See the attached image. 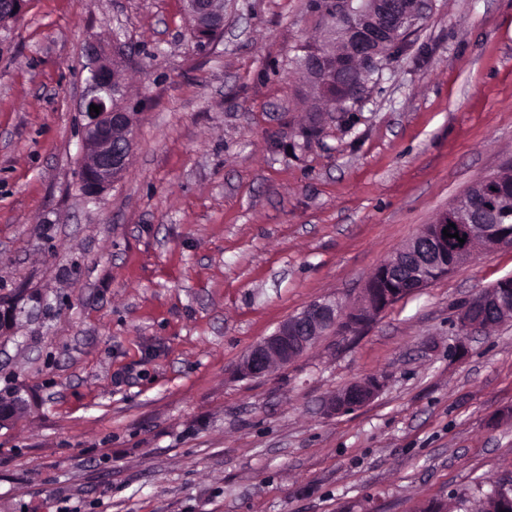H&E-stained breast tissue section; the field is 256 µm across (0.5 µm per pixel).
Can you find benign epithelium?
<instances>
[{"label": "benign epithelium", "mask_w": 512, "mask_h": 512, "mask_svg": "<svg viewBox=\"0 0 512 512\" xmlns=\"http://www.w3.org/2000/svg\"><path fill=\"white\" fill-rule=\"evenodd\" d=\"M185 12L194 22L192 38L198 46L215 45L208 39L200 21L224 25V0H183ZM24 6V0H7L0 5V29H6ZM312 10L322 19L326 40L309 51L303 81L327 99L329 90L347 102L359 98L371 75L380 66L382 49L409 34L410 26L420 20L428 0H312ZM87 52L95 58L91 71V95L83 98L80 111L88 118L81 132V164L78 177L82 192L97 197L112 187L129 165L133 147L131 113L117 104V83L126 58L112 49L91 44ZM100 113L89 111L90 105ZM470 221L453 227L448 213L434 224H424L418 233L394 256L381 263L382 274L389 280H401L404 289L382 292L374 279L366 281L357 301L342 307L335 300L323 299L308 305L301 313L279 324L275 332L257 342L239 363L243 377L259 378L271 366H285L303 356L317 340L336 332L344 315L370 322L408 292L419 291L453 269L473 260L475 243L491 253L512 247V229L488 221L493 207L484 193L471 194L460 203ZM448 233L466 236L465 243L447 238ZM494 312L499 321L512 319V277L507 276L457 307L456 326L466 339L487 333L491 323L485 320ZM384 387V381L369 378L355 381L334 393L326 402L330 414H343L371 402ZM487 499L495 504L494 512H512V486L496 487Z\"/></svg>", "instance_id": "obj_1"}]
</instances>
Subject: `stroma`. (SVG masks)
<instances>
[{"instance_id": "stroma-1", "label": "stroma", "mask_w": 512, "mask_h": 512, "mask_svg": "<svg viewBox=\"0 0 512 512\" xmlns=\"http://www.w3.org/2000/svg\"><path fill=\"white\" fill-rule=\"evenodd\" d=\"M319 38L309 0H224L203 49L181 0H27L0 30V391L26 401L0 427V512H423L512 479V320L455 327L512 249L236 372L512 156V0H431L308 138L297 64ZM92 43L132 48L136 114L98 197L78 183ZM373 376L374 400L324 413Z\"/></svg>"}]
</instances>
